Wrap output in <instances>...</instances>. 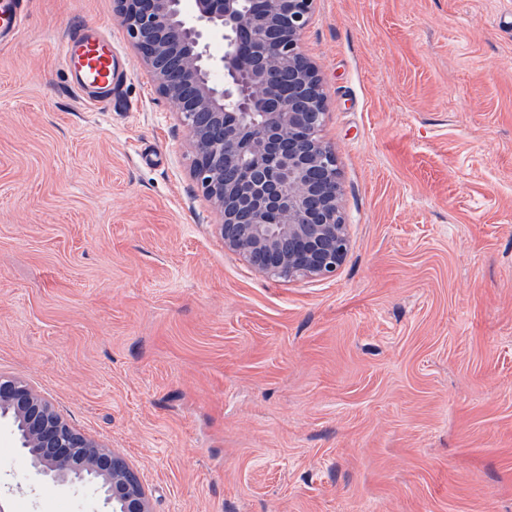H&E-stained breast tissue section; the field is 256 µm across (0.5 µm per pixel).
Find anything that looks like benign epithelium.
I'll list each match as a JSON object with an SVG mask.
<instances>
[{"instance_id":"benign-epithelium-1","label":"benign epithelium","mask_w":512,"mask_h":512,"mask_svg":"<svg viewBox=\"0 0 512 512\" xmlns=\"http://www.w3.org/2000/svg\"><path fill=\"white\" fill-rule=\"evenodd\" d=\"M156 92L185 127L190 177L224 248L281 280L336 275L349 248L325 97L301 50L315 0H115ZM36 449L40 483L94 487L97 512H152L126 460L0 374V430Z\"/></svg>"}]
</instances>
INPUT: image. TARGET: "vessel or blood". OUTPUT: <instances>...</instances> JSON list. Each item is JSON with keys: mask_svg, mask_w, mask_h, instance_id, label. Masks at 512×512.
Here are the masks:
<instances>
[{"mask_svg": "<svg viewBox=\"0 0 512 512\" xmlns=\"http://www.w3.org/2000/svg\"><path fill=\"white\" fill-rule=\"evenodd\" d=\"M30 0H0V44L18 35ZM60 56L68 68L73 87L88 102L100 103L112 93L117 51L111 37L98 26L84 25L68 34L60 44Z\"/></svg>", "mask_w": 512, "mask_h": 512, "instance_id": "vessel-or-blood-1", "label": "vessel or blood"}]
</instances>
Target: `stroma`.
I'll return each instance as SVG.
<instances>
[{
    "label": "stroma",
    "mask_w": 512,
    "mask_h": 512,
    "mask_svg": "<svg viewBox=\"0 0 512 512\" xmlns=\"http://www.w3.org/2000/svg\"><path fill=\"white\" fill-rule=\"evenodd\" d=\"M114 0H31L0 48V374L122 454L154 512H512V0H317L350 250L330 279L225 250L188 134ZM111 34L86 104L58 53ZM11 512L47 492L0 435Z\"/></svg>",
    "instance_id": "stroma-1"
}]
</instances>
